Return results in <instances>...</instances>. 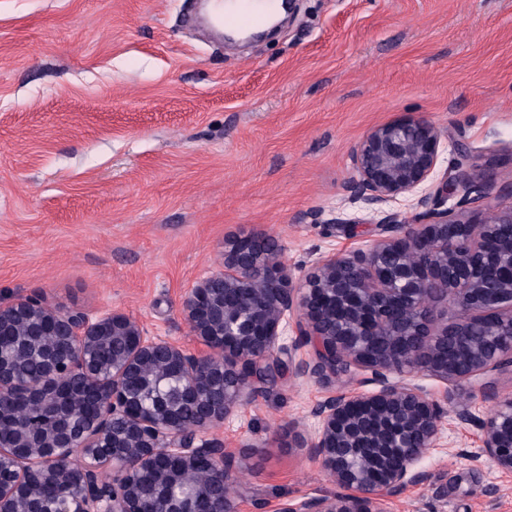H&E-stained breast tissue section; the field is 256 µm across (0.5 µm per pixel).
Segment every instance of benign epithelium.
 I'll return each mask as SVG.
<instances>
[{"label": "benign epithelium", "instance_id": "benign-epithelium-1", "mask_svg": "<svg viewBox=\"0 0 512 512\" xmlns=\"http://www.w3.org/2000/svg\"><path fill=\"white\" fill-rule=\"evenodd\" d=\"M441 137L415 116L369 129L352 151L349 200L386 206L418 193L434 178ZM491 188L485 171L459 166L418 198L414 219L383 212L369 247L319 260L298 282L278 246L225 239L224 270L180 303L206 355L149 336L120 312L59 311L38 296L0 305V337L25 336L38 365L21 372L28 351L6 356L0 344V402L10 406L0 410V512H236L231 454L199 433L250 403L277 370L285 320L313 347L294 361L295 376L327 380L354 368L373 389L334 391L311 410L318 428L301 447L340 492L277 512H383L428 480L418 464L454 397L409 376L456 383L512 367V205L477 221L445 208L457 195L480 207ZM439 303L464 316L439 322ZM171 371L177 402L149 386L133 396L132 380ZM472 396L496 400L475 459L512 473V398L496 399L487 382ZM201 469L207 480L191 499L145 493L146 476L163 483Z\"/></svg>", "mask_w": 512, "mask_h": 512}]
</instances>
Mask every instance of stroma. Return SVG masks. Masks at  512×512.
I'll return each instance as SVG.
<instances>
[{
    "instance_id": "1",
    "label": "stroma",
    "mask_w": 512,
    "mask_h": 512,
    "mask_svg": "<svg viewBox=\"0 0 512 512\" xmlns=\"http://www.w3.org/2000/svg\"><path fill=\"white\" fill-rule=\"evenodd\" d=\"M195 6L0 0V304L123 312L202 355L180 302L223 269L226 238L274 237L296 281L372 240L376 206L345 190L370 128L425 117L439 172L512 180V0H296L250 43L186 24ZM360 379H299L283 360L209 430L232 455L238 512L336 493L295 437ZM454 395L419 464L429 480L388 512H512V475L471 459L493 404L465 383Z\"/></svg>"
}]
</instances>
